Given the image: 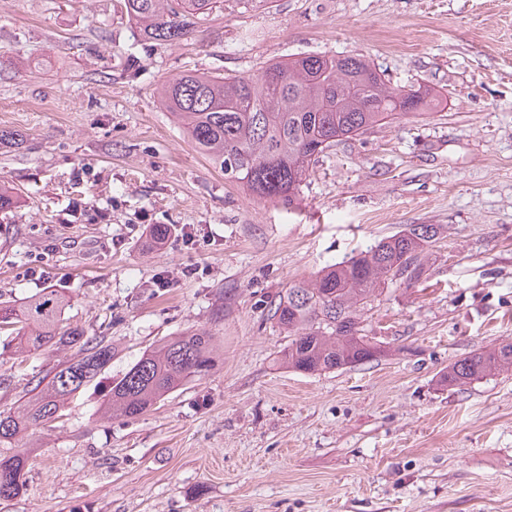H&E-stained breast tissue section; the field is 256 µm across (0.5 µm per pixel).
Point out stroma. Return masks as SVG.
I'll return each instance as SVG.
<instances>
[{"label": "stroma", "instance_id": "1", "mask_svg": "<svg viewBox=\"0 0 512 512\" xmlns=\"http://www.w3.org/2000/svg\"><path fill=\"white\" fill-rule=\"evenodd\" d=\"M363 56L445 102L320 155L298 207L215 168L162 105L184 72L249 75ZM0 302L52 288L112 343L109 377L184 332L211 370L136 417L91 385L28 439L0 512H512V368L451 363L512 344V0H221L148 41L124 0H0ZM174 237L147 248L149 229ZM408 224H440L424 281L365 313L390 351L317 374L280 361L269 309L294 283ZM66 348L0 355V411ZM509 367H512L511 344L490 348L457 360L448 367L444 382H448V387L464 385L492 371Z\"/></svg>", "mask_w": 512, "mask_h": 512}]
</instances>
